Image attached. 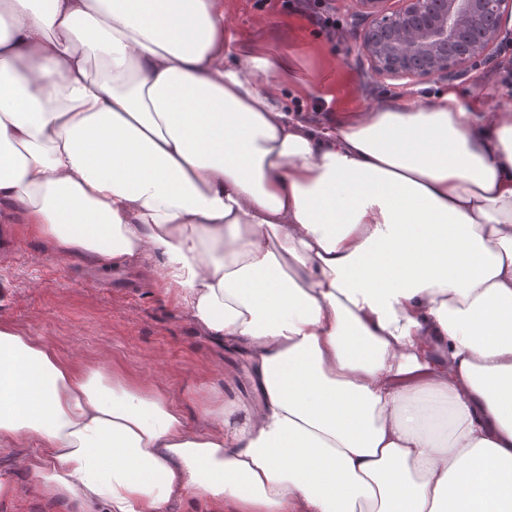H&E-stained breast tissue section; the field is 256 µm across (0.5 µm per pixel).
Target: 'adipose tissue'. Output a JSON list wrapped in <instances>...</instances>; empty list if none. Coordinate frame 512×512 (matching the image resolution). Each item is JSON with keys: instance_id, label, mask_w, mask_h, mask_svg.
Returning <instances> with one entry per match:
<instances>
[{"instance_id": "adipose-tissue-1", "label": "adipose tissue", "mask_w": 512, "mask_h": 512, "mask_svg": "<svg viewBox=\"0 0 512 512\" xmlns=\"http://www.w3.org/2000/svg\"><path fill=\"white\" fill-rule=\"evenodd\" d=\"M287 70L225 48L224 0H0V205L161 258L250 385L192 427L0 324V447L108 512H512V96L315 125Z\"/></svg>"}]
</instances>
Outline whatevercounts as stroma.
<instances>
[{
    "mask_svg": "<svg viewBox=\"0 0 512 512\" xmlns=\"http://www.w3.org/2000/svg\"><path fill=\"white\" fill-rule=\"evenodd\" d=\"M340 24L327 35L309 18L311 0L284 11L279 0H224L226 38L257 53L289 58L279 79L289 109L312 124L336 122L391 100L426 101L455 88L483 108L503 96L512 72V30H504L487 63L465 77L391 78L377 74L363 54L370 25L355 0H326ZM162 261L112 266L75 253L62 258L31 235L19 212L0 209V323L52 345L88 368L104 367L136 382L159 383L181 407L189 425L201 424L202 402L242 398L247 381L225 378L232 363L223 346L201 336L187 310L165 294ZM38 451L26 443L0 449V512H104L103 506L46 495L33 466Z\"/></svg>",
    "mask_w": 512,
    "mask_h": 512,
    "instance_id": "obj_1",
    "label": "stroma"
}]
</instances>
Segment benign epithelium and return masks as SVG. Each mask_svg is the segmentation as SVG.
Masks as SVG:
<instances>
[{"instance_id":"benign-epithelium-1","label":"benign epithelium","mask_w":512,"mask_h":512,"mask_svg":"<svg viewBox=\"0 0 512 512\" xmlns=\"http://www.w3.org/2000/svg\"><path fill=\"white\" fill-rule=\"evenodd\" d=\"M385 0H357L373 20L363 50L374 70L391 77L460 79L490 59L512 0H403L389 15Z\"/></svg>"}]
</instances>
